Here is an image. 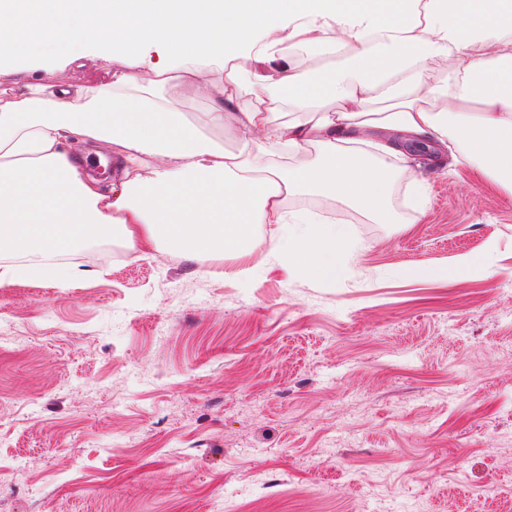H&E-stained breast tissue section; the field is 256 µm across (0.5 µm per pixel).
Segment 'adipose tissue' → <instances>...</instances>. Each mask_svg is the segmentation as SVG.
<instances>
[{
  "instance_id": "ef3b65f1",
  "label": "adipose tissue",
  "mask_w": 512,
  "mask_h": 512,
  "mask_svg": "<svg viewBox=\"0 0 512 512\" xmlns=\"http://www.w3.org/2000/svg\"><path fill=\"white\" fill-rule=\"evenodd\" d=\"M291 45L350 57L305 66ZM2 54L92 57L113 71L90 93L60 84L0 99V286L81 278L59 255L114 235L133 251L240 257L262 224L289 268L336 280L347 228L289 210V198L332 197L393 223L390 191L415 139L453 143L512 193V0H0ZM207 63L229 66L211 88ZM175 69L207 90L206 111L186 116L161 95ZM243 75L255 88L244 105ZM313 89L335 111H313ZM374 100L389 109L369 111ZM276 104L306 117L278 122ZM209 129L232 133L237 151L208 139ZM75 138L117 148L111 190L66 151ZM311 147L316 157L298 162Z\"/></svg>"
}]
</instances>
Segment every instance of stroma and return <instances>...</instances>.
I'll list each match as a JSON object with an SVG mask.
<instances>
[{"label": "stroma", "mask_w": 512, "mask_h": 512, "mask_svg": "<svg viewBox=\"0 0 512 512\" xmlns=\"http://www.w3.org/2000/svg\"><path fill=\"white\" fill-rule=\"evenodd\" d=\"M0 65L22 84L95 89L98 61ZM391 191L397 221L332 198L358 239L346 272H288L153 248L79 258L69 288L0 286V512H490L512 492V195L434 145ZM479 271L405 277L460 255Z\"/></svg>", "instance_id": "obj_1"}]
</instances>
